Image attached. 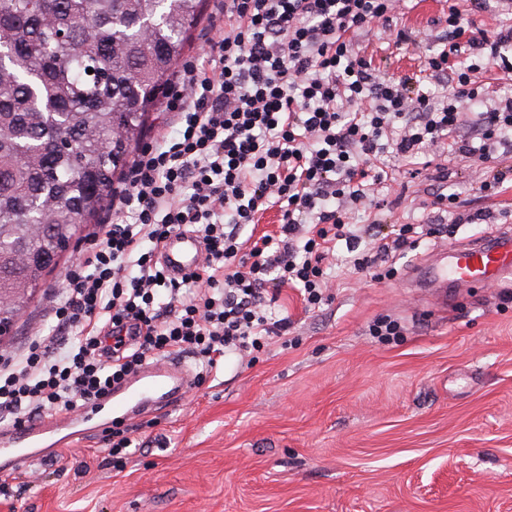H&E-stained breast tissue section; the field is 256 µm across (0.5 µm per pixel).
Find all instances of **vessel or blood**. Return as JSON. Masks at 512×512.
<instances>
[{
    "instance_id": "vessel-or-blood-1",
    "label": "vessel or blood",
    "mask_w": 512,
    "mask_h": 512,
    "mask_svg": "<svg viewBox=\"0 0 512 512\" xmlns=\"http://www.w3.org/2000/svg\"><path fill=\"white\" fill-rule=\"evenodd\" d=\"M204 245L190 231L170 235L160 246V263L172 279L196 271L202 261ZM460 285L498 282L512 276V233L491 243H471L454 248L446 268ZM192 382L191 375L171 358L143 364L108 398L86 404L69 417L50 416L24 428L0 429V471L14 472L23 465L54 457L63 448L86 439L103 412L113 418L133 421L156 405H176Z\"/></svg>"
}]
</instances>
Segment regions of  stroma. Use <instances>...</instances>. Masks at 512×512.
Returning <instances> with one entry per match:
<instances>
[{"instance_id":"1","label":"stroma","mask_w":512,"mask_h":512,"mask_svg":"<svg viewBox=\"0 0 512 512\" xmlns=\"http://www.w3.org/2000/svg\"><path fill=\"white\" fill-rule=\"evenodd\" d=\"M443 9L408 0L397 25L412 43L394 45L374 24L355 44L381 74L418 75L422 55L439 47ZM447 150L386 157L392 177L378 193L393 208L352 206L351 223H426V160L447 164L463 214L486 211L488 222L395 256L394 277L382 281L353 273L337 245L322 311L283 291L287 335L226 355L177 405L142 415L123 458L108 454L114 422L103 415L71 447L87 471L30 465L0 512H512V279L452 288L443 302L410 282L440 250L512 230V187L482 197V163ZM100 230L89 224L59 260L17 324L14 352L50 335L65 274ZM381 319L398 322L399 336H372Z\"/></svg>"}]
</instances>
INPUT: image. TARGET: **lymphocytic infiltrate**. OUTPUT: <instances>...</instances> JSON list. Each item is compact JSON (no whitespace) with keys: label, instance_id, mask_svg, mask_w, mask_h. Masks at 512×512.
Returning <instances> with one entry per match:
<instances>
[{"label":"lymphocytic infiltrate","instance_id":"1","mask_svg":"<svg viewBox=\"0 0 512 512\" xmlns=\"http://www.w3.org/2000/svg\"><path fill=\"white\" fill-rule=\"evenodd\" d=\"M467 2L463 10L450 0L443 47L425 63L430 78L448 81L437 109L410 77L378 74L350 39L374 23L391 27L398 0H216L223 30L207 34L205 51L165 93L175 134L143 147L113 189L114 221L66 273L52 335L0 355V422L71 413L176 351L199 355L212 373L227 351L287 334L289 318L272 313L283 289L323 305L337 242L363 273L464 223L442 167L432 222L386 233L350 223L347 204L384 182L385 153L407 160L447 140L449 156L485 161L480 193H501L512 181V98L478 113L470 136L460 132L461 108L479 95L471 76L481 67L512 71V25L476 27L491 0ZM462 53L474 64L453 69ZM272 209L276 234L242 238L243 226ZM126 213L133 223H120ZM189 227L204 260L176 282L156 254Z\"/></svg>","mask_w":512,"mask_h":512}]
</instances>
